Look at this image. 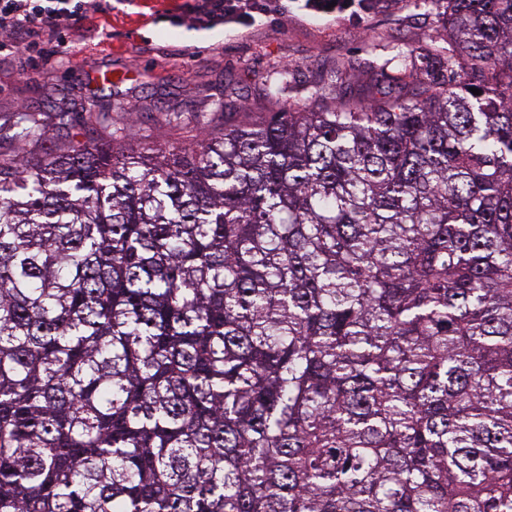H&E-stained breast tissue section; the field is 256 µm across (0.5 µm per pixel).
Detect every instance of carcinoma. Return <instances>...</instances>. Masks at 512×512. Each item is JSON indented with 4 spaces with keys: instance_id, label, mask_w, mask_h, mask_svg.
<instances>
[{
    "instance_id": "cac0c4a2",
    "label": "carcinoma",
    "mask_w": 512,
    "mask_h": 512,
    "mask_svg": "<svg viewBox=\"0 0 512 512\" xmlns=\"http://www.w3.org/2000/svg\"><path fill=\"white\" fill-rule=\"evenodd\" d=\"M441 12L445 87L0 162V512H512V0Z\"/></svg>"
}]
</instances>
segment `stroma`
I'll list each match as a JSON object with an SVG mask.
<instances>
[{
  "label": "stroma",
  "mask_w": 512,
  "mask_h": 512,
  "mask_svg": "<svg viewBox=\"0 0 512 512\" xmlns=\"http://www.w3.org/2000/svg\"><path fill=\"white\" fill-rule=\"evenodd\" d=\"M196 0H99L76 14L47 51L0 62V159H36L57 146L109 139L176 145L201 139L273 105L308 101L342 80L349 94L395 93L405 66L442 80L423 57L445 36L432 0H375L355 20L306 17L296 8L256 15L249 37L235 25L193 23ZM35 113L49 134L14 139Z\"/></svg>",
  "instance_id": "stroma-1"
}]
</instances>
